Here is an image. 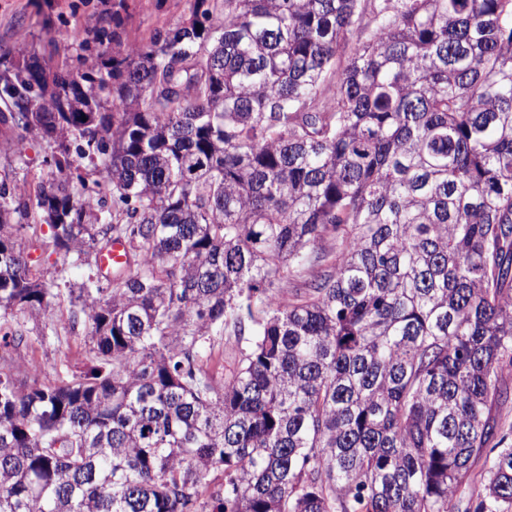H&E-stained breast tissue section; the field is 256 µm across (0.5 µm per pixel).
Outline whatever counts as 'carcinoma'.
I'll list each match as a JSON object with an SVG mask.
<instances>
[{
  "label": "carcinoma",
  "instance_id": "cac0c4a2",
  "mask_svg": "<svg viewBox=\"0 0 512 512\" xmlns=\"http://www.w3.org/2000/svg\"><path fill=\"white\" fill-rule=\"evenodd\" d=\"M0 99V350L91 354L0 369V512H512V0H193ZM5 139H9V143L16 144V137L10 134L1 136L0 125V147L1 142L5 145ZM0 153V181L4 180L5 173L8 174L7 183L11 186L13 183L22 184L23 182H32L40 175H45L49 170L46 163V155L48 153L44 142L34 134L26 135L22 148L26 159V164L19 165L15 162L11 154ZM49 320L40 319L37 322L31 321L29 328H33L30 333L28 346H23L13 353L11 357L0 359V367L6 366L11 369L19 379L28 376L27 368L32 362L41 363L46 368L47 379H53L52 367L68 365L74 371L84 369L91 360L89 354L88 339L82 328L70 331L64 329V319L58 322L59 337L47 340L44 343L35 341L37 331L41 329Z\"/></svg>",
  "mask_w": 512,
  "mask_h": 512
}]
</instances>
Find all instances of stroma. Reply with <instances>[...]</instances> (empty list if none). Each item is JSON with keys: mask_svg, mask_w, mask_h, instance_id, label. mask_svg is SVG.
Wrapping results in <instances>:
<instances>
[{"mask_svg": "<svg viewBox=\"0 0 512 512\" xmlns=\"http://www.w3.org/2000/svg\"><path fill=\"white\" fill-rule=\"evenodd\" d=\"M114 0H0V57L10 61L38 54L48 70L71 69L112 50ZM189 0H125L120 14L122 41L143 44L154 26L175 24L188 17ZM24 164L0 153V179L8 183L32 182L47 173V149L36 135L23 144ZM88 339L83 329H60L56 338L29 341L4 364L17 378H25L30 363L45 368L69 366L78 371L89 364Z\"/></svg>", "mask_w": 512, "mask_h": 512, "instance_id": "1", "label": "stroma"}]
</instances>
